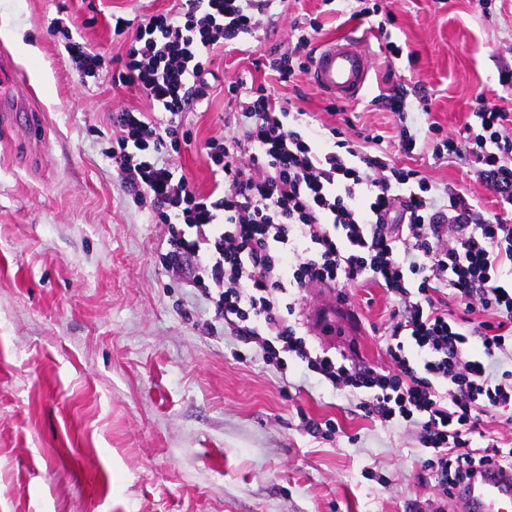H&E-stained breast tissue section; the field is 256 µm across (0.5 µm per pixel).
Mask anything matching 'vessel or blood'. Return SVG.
<instances>
[{"label": "vessel or blood", "instance_id": "1", "mask_svg": "<svg viewBox=\"0 0 512 512\" xmlns=\"http://www.w3.org/2000/svg\"><path fill=\"white\" fill-rule=\"evenodd\" d=\"M371 60L361 43L348 37L320 44L311 70L313 82L326 94L344 101L361 96L365 90ZM469 512H506L512 504V472L487 468L472 478L466 491Z\"/></svg>", "mask_w": 512, "mask_h": 512}]
</instances>
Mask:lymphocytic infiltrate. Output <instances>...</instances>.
Listing matches in <instances>:
<instances>
[{"instance_id":"f902f5d3","label":"lymphocytic infiltrate","mask_w":512,"mask_h":512,"mask_svg":"<svg viewBox=\"0 0 512 512\" xmlns=\"http://www.w3.org/2000/svg\"><path fill=\"white\" fill-rule=\"evenodd\" d=\"M280 0H180L171 13L131 25L113 17V30L136 34L124 55L121 85L139 89L168 112L125 110L113 118L112 160L125 184L167 224L168 266L186 262L211 272L215 309L225 323L254 340L266 359L294 354L336 390H366L365 416L383 425L417 426L425 461L443 505L489 466L512 471V448L487 436V406L512 407V370L491 376L486 364L512 355V289L498 285L512 268V224L487 218L464 193H430L426 177L395 167L387 153L370 155L349 141L321 150L290 125L291 111L264 85L231 83L227 91L247 121L242 137L206 144L211 193L175 176L159 156L176 138L190 101L208 98L209 65L218 47L241 49L273 18ZM292 51L265 66L279 82L307 72L299 58L313 35L295 22ZM478 126L448 153L465 151L484 165L500 202L512 204V137L502 134L508 115L479 99ZM297 264L285 275L284 259ZM363 281L386 288L396 301L387 351L396 369L382 373L345 364L308 349L279 314L285 296L310 287L346 288ZM465 306L457 315L452 302ZM485 312L476 322L475 312ZM420 358L410 361L406 343ZM487 443L471 448L472 436Z\"/></svg>"}]
</instances>
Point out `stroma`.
I'll list each match as a JSON object with an SVG mask.
<instances>
[{
  "instance_id": "obj_1",
  "label": "stroma",
  "mask_w": 512,
  "mask_h": 512,
  "mask_svg": "<svg viewBox=\"0 0 512 512\" xmlns=\"http://www.w3.org/2000/svg\"><path fill=\"white\" fill-rule=\"evenodd\" d=\"M174 5L0 0V65L30 86L0 124V512H428L437 489L417 428L365 417L361 393L333 391L294 359L280 369L232 333L196 288L194 266L167 270L166 226L108 159L113 113L150 109L138 90L113 83L133 34L114 35L112 17L137 22ZM342 8L366 15L346 22L320 0H286L250 53L216 50L210 98L186 110L187 135L163 160L210 191L204 146L242 136L224 120L235 109L225 88L243 77L307 112L318 147L340 128L365 152L422 171L433 195L460 189L482 215L497 213L479 164L435 157L421 141L405 154L399 118L372 100L406 88L412 111H428L441 137L456 140L476 97L512 113V0ZM309 18L322 25L320 43L366 34L373 67L359 101L334 99L303 73L283 85L256 69L292 48V21ZM70 37L102 55L96 77L72 63ZM345 293L342 303L336 290L309 289L288 324L311 349L383 367L393 296L373 283ZM306 416L332 420L334 434L307 435Z\"/></svg>"
}]
</instances>
